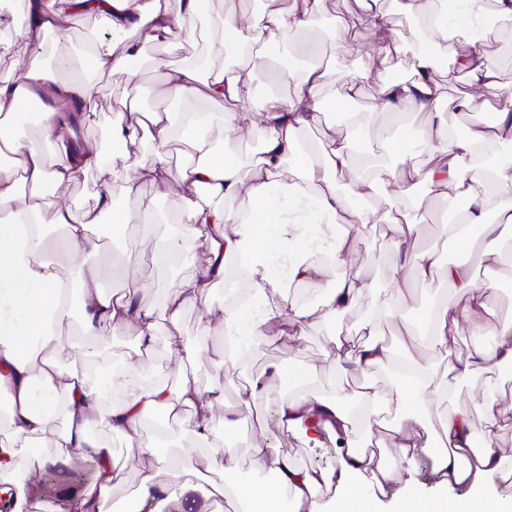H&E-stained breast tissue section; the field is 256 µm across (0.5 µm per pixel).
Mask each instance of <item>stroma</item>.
<instances>
[{"label":"stroma","mask_w":512,"mask_h":512,"mask_svg":"<svg viewBox=\"0 0 512 512\" xmlns=\"http://www.w3.org/2000/svg\"><path fill=\"white\" fill-rule=\"evenodd\" d=\"M357 12L355 0H327L326 12L318 21L324 36L323 52L329 65L336 66L350 60L367 71L368 79L363 89L351 99L350 104L361 112H378L382 85L410 69L413 58L411 25L398 13L394 14L391 29L385 34L368 24H360L352 29L339 25V18H350ZM386 38L400 44L399 53L388 56L380 51L379 45ZM434 77L446 101L441 110L442 120L451 128L464 125L469 114L454 108L453 103L470 91L465 76L444 64L436 68ZM121 81L122 76L118 73L97 75L90 79L98 108L95 120L85 128L84 136L105 151L110 148L112 114L120 109L114 91ZM291 90L286 75L275 73L269 61L258 62L253 70L250 98L234 106L240 117L242 134L226 135L218 129L214 132L215 137L221 138L226 150L235 153L254 150L259 140L258 132L253 129L258 112L270 97L284 99L290 96ZM104 190L117 196L122 193L120 185L113 183L111 175L101 172L92 173L76 184L57 189L50 196L43 213L50 240H58L63 235L61 227L53 221L57 206H92L96 194ZM410 193L414 196L426 195L433 200V207L428 214L414 211L409 214L413 222L422 226V232L414 242L415 247L427 249L447 246L448 239L440 222L448 206L447 188L423 183L412 186ZM389 217V206L376 200L371 204L370 223L359 227L362 244L357 263L383 288L387 287L388 277L397 262L395 249L386 236ZM94 233L99 238L111 239L112 257L117 263L111 279L105 280L104 289L120 294L127 288L147 287L155 304L158 321V335L153 345H140L136 330L131 327L113 337V350L131 355L146 375L173 380L183 372L195 380L201 391H208L214 381V362L224 350V337L221 332L215 331L209 338H202L200 325L206 306L223 305V282L212 284L207 303L186 305L178 324H171L167 319L169 298L184 280L205 266L208 260L205 246L199 242L193 243L178 259L168 264H157L152 260L151 237L143 227H135L126 240L112 239L110 226L106 223L97 225ZM333 332L332 326H321L309 331L298 341L273 343L257 352L251 361L224 369V405L216 409L213 418L217 428L216 441L224 439L220 427L224 423L226 406L234 402L235 389L261 373H269L277 368L285 370L295 364L309 365L315 370L312 382L314 392L322 396L351 395L361 383V376L337 370L324 358L325 352L333 345ZM172 334L181 337L184 342L197 345L198 351L191 361L180 362L169 348L167 341ZM476 342L474 332L464 325L447 346L427 342L418 348L417 354L429 362L436 378L440 379L444 376L449 359L466 355ZM491 381L498 387L499 402L512 404V365H506L488 376L479 374L459 379L454 385V405L472 408L480 404L487 393V384ZM95 433L108 439L114 450L117 478L112 489V510L121 512L135 487L138 469L148 462L149 456L143 449L130 447L125 436L109 433L102 427L96 428ZM268 436L274 447L280 448L300 466L336 469L341 465L344 443L336 431L329 429L321 432L322 445L318 448L310 447L300 432L285 430L274 422L269 425ZM94 473V468L87 465L85 458L77 457L67 465L50 467L32 476L26 488L36 499L47 500L54 512H68L69 493L88 485Z\"/></svg>","instance_id":"1"}]
</instances>
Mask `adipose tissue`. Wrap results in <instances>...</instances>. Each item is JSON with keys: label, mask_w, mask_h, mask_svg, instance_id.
I'll return each mask as SVG.
<instances>
[{"label": "adipose tissue", "mask_w": 512, "mask_h": 512, "mask_svg": "<svg viewBox=\"0 0 512 512\" xmlns=\"http://www.w3.org/2000/svg\"><path fill=\"white\" fill-rule=\"evenodd\" d=\"M208 4L148 0L134 10L130 0H26L23 28H16L13 16L0 17V30H16L25 46L35 48L47 35L56 37L54 69L30 67L0 81V399L9 405L7 418L0 421V494L19 492L33 474L66 464L78 454L97 466L92 482L69 499V512H110L116 474L111 445L91 431L99 425L125 435L151 456L135 489L140 507L151 512H215L220 501L225 512H512V497L490 486L492 477H512V454L494 448L498 431L512 428V407H496L490 397L473 409L450 407L438 427L426 423L430 409L447 401L452 380L512 363V321L485 324L493 310L495 283L476 286L467 266L442 263L433 248L414 250L420 226L411 221L387 226L402 266L412 269L417 282L440 274L455 293L465 296L464 306L442 299L423 315H407L404 289L386 293L356 265L358 227L371 221L370 201L384 199L398 213L427 211V197L409 194L410 185L417 183L446 185L459 201L464 221L446 225L449 238L463 249H477L482 257L512 260V159L491 167L484 161L491 140L512 142V92H503L497 70L484 54L457 53L448 39L449 31L469 30L490 16L498 26L512 28V0H404L403 10L416 19L412 37L421 51L408 77L381 88L380 112L434 109L441 99L435 66L450 57L473 90L459 101V108L470 109L485 94L496 93L494 124L470 126L464 137L455 138L444 122H436L422 132L421 151L415 154L380 131V112H350L341 103L337 110L345 123L375 134L377 145L361 155L352 141L344 140L315 157L302 151L299 134L323 114V89L336 83L353 96L368 75L350 63L339 69L314 63L291 74L290 98L271 99L260 112L262 153L248 179L242 177L237 158L219 150L213 130L236 128L238 113L222 111L221 106L250 96L254 59L244 57L230 73L224 59L253 44L280 52L290 32L304 36L306 46H315L313 21L323 12L325 0H300L286 12L266 10L246 17L231 9L210 11ZM75 13L103 17L112 30L111 40L87 44L83 78L66 74L73 49L68 23ZM196 17L207 26L205 57L167 67L162 106L146 111L129 102L112 120L113 152L148 144V166L111 170L113 179L122 183L121 200L102 192L91 207L57 208L54 221L65 228L66 255L80 266L76 279L63 277L47 257L45 196L78 183L89 172L109 170L111 161L110 155L79 137L97 112L88 75L124 72L127 85L120 88L119 97L127 100L144 45H178L187 34L185 21ZM118 43L123 46L119 54L114 51ZM171 98L206 106L205 111L183 115L194 133L182 139L185 151L176 169L170 146L178 139L177 128L173 112L164 105ZM36 101L46 104L36 119L51 147L47 153L28 146L18 133V116ZM392 157L401 164V177L395 181L382 176L386 159ZM285 168L290 171L286 178L281 175ZM174 177L186 188L184 223L178 232L159 234L153 254L167 262L201 239L209 259L170 301V322L178 321L186 303L206 299L214 281L232 277L246 284L250 295L207 308L202 325L206 333L223 331L222 363L233 366L259 347L299 338L312 327V309L283 297L286 284L332 280L333 288L320 301L323 319L333 324L353 310L363 312L364 342L355 344L340 335L325 354L336 367L364 373L353 401L314 393L310 366H295L290 375L276 370L272 376L286 386V393L265 399L259 378L242 387L231 418L224 421L227 439L216 446L212 415L224 402L222 381H214L205 393L188 377L145 387L139 383L136 363L115 357L103 332L116 335L133 326L147 343L157 320L153 305L139 291L119 297L104 291L101 281L112 264L84 263L85 254L102 251L90 230L107 222L114 235H124L129 225L138 223L143 209L141 180L162 188ZM475 227L480 230L476 236L471 233ZM280 262L286 273L273 277L270 268ZM464 323L492 341H482L465 357L449 361L446 380L436 381L431 365L416 356V345L422 339L447 344ZM73 324L93 344L88 365L66 371L58 355L65 345L63 330ZM388 326L399 338L403 361H396L385 337ZM394 365L401 378L400 399L395 417L388 419L387 402L370 374ZM116 372L123 373L124 381L114 393L100 376ZM180 408L190 409L197 419L194 436L202 455L171 458L140 434L143 422L156 411ZM242 414L252 419L259 434L266 433L271 416L281 427L304 433L312 427L336 428L346 443L341 469L298 467L277 448L259 441L253 443L252 455L268 478L240 479L231 437L234 419ZM478 433L484 436L480 447L474 441ZM378 447L390 448L398 464L376 457ZM420 451L430 456L436 493L414 489L406 463ZM458 485L468 486V496L449 499L447 488ZM328 488L334 495L327 503L322 492Z\"/></svg>", "instance_id": "adipose-tissue-1"}]
</instances>
